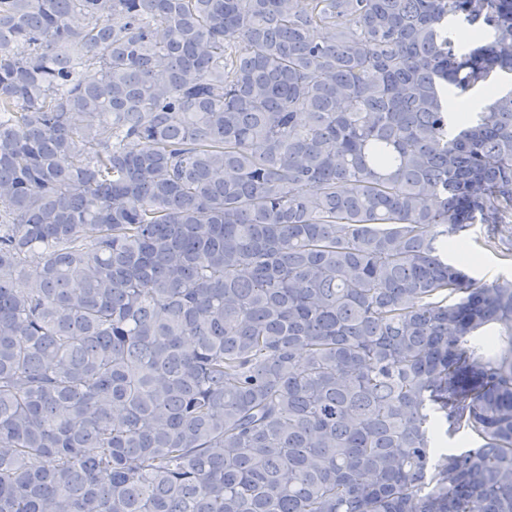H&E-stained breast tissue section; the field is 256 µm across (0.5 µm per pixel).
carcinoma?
I'll return each instance as SVG.
<instances>
[{
    "label": "carcinoma",
    "mask_w": 512,
    "mask_h": 512,
    "mask_svg": "<svg viewBox=\"0 0 512 512\" xmlns=\"http://www.w3.org/2000/svg\"><path fill=\"white\" fill-rule=\"evenodd\" d=\"M504 74L512 0H0V512H512ZM481 224H476L466 236L468 247L460 251L454 247L445 248L448 261L462 259L466 271L482 282L491 283L498 277L512 280V261L501 259L494 252L483 248L477 239L480 237Z\"/></svg>",
    "instance_id": "1"
}]
</instances>
